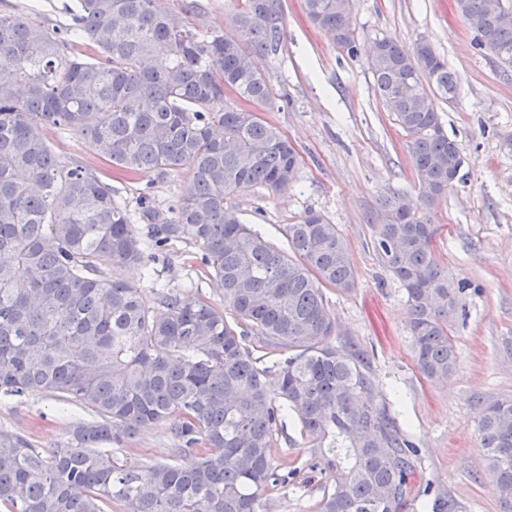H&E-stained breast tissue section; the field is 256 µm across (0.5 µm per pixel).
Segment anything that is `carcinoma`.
Returning a JSON list of instances; mask_svg holds the SVG:
<instances>
[{
  "label": "carcinoma",
  "instance_id": "carcinoma-1",
  "mask_svg": "<svg viewBox=\"0 0 512 512\" xmlns=\"http://www.w3.org/2000/svg\"><path fill=\"white\" fill-rule=\"evenodd\" d=\"M307 19L350 56L361 45L352 0H304ZM480 47L512 66V0ZM463 20L487 0H456ZM196 0H77L54 28L34 8L0 11V396L46 393L96 419L38 448L0 429L5 512H259L288 484L271 462L289 412L326 476L318 512H406L417 450L386 404L363 351L332 345L327 292L356 275L337 225L313 210L286 227L288 250L245 224L230 200L295 182L301 157L262 113L277 96L256 55L283 39L282 0H241L234 34L203 28ZM365 49L375 93L405 132L416 197L378 198L373 235L406 294L412 354L436 383L455 369L452 327L465 281H448L433 249L434 213L465 158L437 102H453L455 74L424 37ZM75 130L112 170L158 181L187 167L177 204L148 191L136 210L112 197L97 170L65 164L48 129ZM188 241L222 287L223 305L184 291L146 307L140 288L109 275L146 267ZM254 337L257 346L246 341ZM283 354L267 365L265 351ZM275 375L276 383L269 382ZM161 424L175 447L150 465L121 459L137 429ZM478 437L504 512H512V399L479 414ZM198 457L187 470L176 459ZM426 507L448 512L434 487Z\"/></svg>",
  "mask_w": 512,
  "mask_h": 512
}]
</instances>
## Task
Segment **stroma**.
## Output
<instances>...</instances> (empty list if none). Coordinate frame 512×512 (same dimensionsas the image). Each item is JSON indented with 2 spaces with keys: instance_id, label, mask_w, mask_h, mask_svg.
<instances>
[{
  "instance_id": "stroma-1",
  "label": "stroma",
  "mask_w": 512,
  "mask_h": 512,
  "mask_svg": "<svg viewBox=\"0 0 512 512\" xmlns=\"http://www.w3.org/2000/svg\"><path fill=\"white\" fill-rule=\"evenodd\" d=\"M285 39L273 55L257 59L277 95L287 104L267 112L302 156L291 188L271 194L248 188L233 199L245 223L260 228L279 246L285 229L308 209L337 224L357 273L348 293L329 292L339 334L334 345L360 348L379 394L421 450L406 512H420L427 482L443 486L449 512H502L484 461L475 422L491 400L512 396V70L476 45L474 32L458 16L454 0H353L361 42L387 35L407 48L427 38L458 78L459 94L440 103L441 120L466 159L465 178L437 207L439 229L433 248L449 280L465 279L454 341L457 363L447 380L433 384L417 370L407 330L403 288L384 267L373 243L377 200L385 189L413 191L407 141L378 99L365 55L349 57L313 26L303 0H283ZM61 160L86 165L107 179L117 200L135 205L151 189L156 204L168 208L190 179L187 168L160 182L143 174L130 180L112 173L89 153L79 133L50 131ZM193 244L177 241L167 258L153 263L152 280L141 269H125L124 279L140 286L142 298L161 311L160 288L188 290L221 305L222 290L189 265ZM89 410L49 395L0 398V428L42 448L66 441ZM173 443L164 426L140 429L118 447V457L152 464L169 455ZM275 465L297 470L294 484L267 492L261 512H317L325 478L314 469L313 451L287 417L270 449Z\"/></svg>"
}]
</instances>
